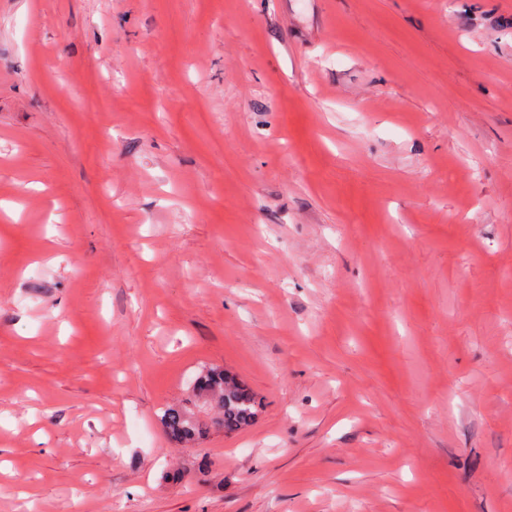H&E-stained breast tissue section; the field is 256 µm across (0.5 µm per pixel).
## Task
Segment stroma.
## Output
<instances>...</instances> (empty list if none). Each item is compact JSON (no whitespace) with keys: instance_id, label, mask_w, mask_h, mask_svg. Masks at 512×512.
Segmentation results:
<instances>
[{"instance_id":"35a3bbf8","label":"stroma","mask_w":512,"mask_h":512,"mask_svg":"<svg viewBox=\"0 0 512 512\" xmlns=\"http://www.w3.org/2000/svg\"><path fill=\"white\" fill-rule=\"evenodd\" d=\"M0 512H512V0H0ZM193 394L198 400L209 397L210 405L218 410L212 423L227 434L250 425L258 413L259 403L253 394L224 369H202L193 381ZM161 423L169 439L177 442H190L199 436L203 425L195 413L184 406H169L163 409Z\"/></svg>"}]
</instances>
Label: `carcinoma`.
<instances>
[{
    "instance_id": "1",
    "label": "carcinoma",
    "mask_w": 512,
    "mask_h": 512,
    "mask_svg": "<svg viewBox=\"0 0 512 512\" xmlns=\"http://www.w3.org/2000/svg\"><path fill=\"white\" fill-rule=\"evenodd\" d=\"M193 394L198 399L209 397L210 404L218 410L213 424L226 434L244 429L258 413L259 403L253 394L222 369L201 370L193 381ZM161 423L168 438L177 442H190L203 430L195 413L184 406L163 409Z\"/></svg>"
}]
</instances>
